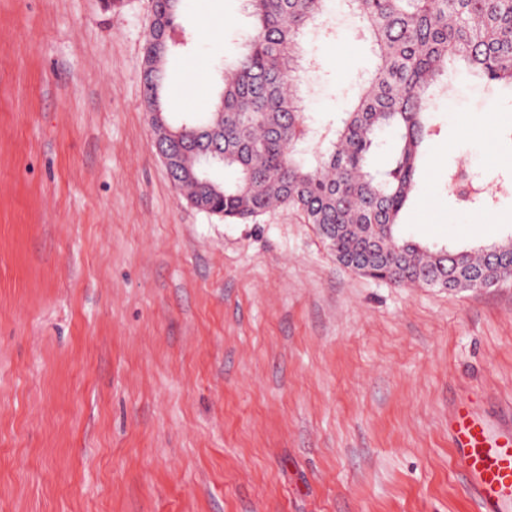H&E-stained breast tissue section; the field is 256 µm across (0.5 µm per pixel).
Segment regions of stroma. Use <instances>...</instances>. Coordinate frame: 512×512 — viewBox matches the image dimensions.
<instances>
[{
  "mask_svg": "<svg viewBox=\"0 0 512 512\" xmlns=\"http://www.w3.org/2000/svg\"><path fill=\"white\" fill-rule=\"evenodd\" d=\"M195 55L173 111L237 51V0H186ZM151 0H0V512H480L448 423L512 429V278L400 286L336 262L280 208H193L142 105ZM309 37L307 110L330 128L374 70L359 22ZM438 130L405 235L512 236V94L470 76ZM487 120L488 143L461 118Z\"/></svg>",
  "mask_w": 512,
  "mask_h": 512,
  "instance_id": "stroma-1",
  "label": "stroma"
}]
</instances>
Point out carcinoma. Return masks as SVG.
<instances>
[{
  "mask_svg": "<svg viewBox=\"0 0 512 512\" xmlns=\"http://www.w3.org/2000/svg\"><path fill=\"white\" fill-rule=\"evenodd\" d=\"M252 30L232 58L214 65L224 118L189 112L179 135L154 140L176 190L227 222L251 223L275 207L302 213L336 261L372 279L450 290L512 278V237L484 249L429 247L399 236L402 213L418 189L422 147L436 135L430 108L449 91L448 68H465L488 91H512V0H342L361 23L376 57L330 147L315 160L304 144L315 134L302 96L309 33L336 34L327 0H242ZM167 47L158 71L142 64V102L167 111L169 62L188 56L194 36L183 0H153L143 47ZM394 138L390 156L378 149ZM224 154V180L195 183L196 159Z\"/></svg>",
  "mask_w": 512,
  "mask_h": 512,
  "instance_id": "obj_1",
  "label": "carcinoma"
}]
</instances>
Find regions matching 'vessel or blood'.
Here are the masks:
<instances>
[{
  "instance_id": "1",
  "label": "vessel or blood",
  "mask_w": 512,
  "mask_h": 512,
  "mask_svg": "<svg viewBox=\"0 0 512 512\" xmlns=\"http://www.w3.org/2000/svg\"><path fill=\"white\" fill-rule=\"evenodd\" d=\"M451 429L467 483L484 512H512V432L490 436L464 409L455 414Z\"/></svg>"
}]
</instances>
